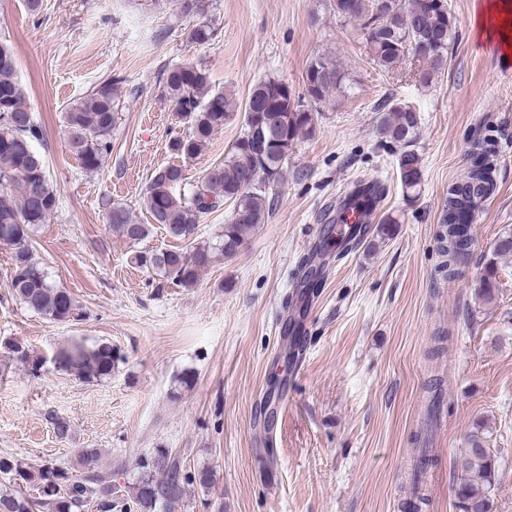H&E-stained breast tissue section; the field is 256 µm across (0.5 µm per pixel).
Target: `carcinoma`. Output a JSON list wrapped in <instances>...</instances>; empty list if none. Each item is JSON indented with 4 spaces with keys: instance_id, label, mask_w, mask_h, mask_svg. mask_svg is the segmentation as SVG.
Returning a JSON list of instances; mask_svg holds the SVG:
<instances>
[{
    "instance_id": "1",
    "label": "carcinoma",
    "mask_w": 512,
    "mask_h": 512,
    "mask_svg": "<svg viewBox=\"0 0 512 512\" xmlns=\"http://www.w3.org/2000/svg\"><path fill=\"white\" fill-rule=\"evenodd\" d=\"M382 14L376 0H333L336 17L356 23L362 32L370 59L383 70H392L412 57L422 63L420 83L429 85L441 73L449 49L458 37L447 0H386ZM183 17L200 22L187 32V39L204 45L215 37V28L206 20L211 0H178ZM17 61L13 50L0 44V244L12 247L15 274L9 288L15 299L29 309L55 322L72 321L80 316L74 298L66 289L48 280L36 259L31 242L39 227L57 209V196L47 175L43 158L34 150V141L43 135L16 78ZM121 79L99 83L87 98L64 112L70 152L81 167L98 170L112 154V131L119 120L117 100ZM161 94L184 124L169 142L172 154L184 160L201 156L213 136L237 111L236 103L222 91L209 86L206 69L197 64H176L159 74ZM303 104L287 83L262 78L251 89L244 105V127L224 156L212 165L200 184L186 191L180 165L171 164L150 178L144 204L152 223H141L125 206L110 204L107 223L116 237L136 245L146 240L152 225H162L167 233L189 241V250L159 249L136 251L132 262L157 277L184 287H192L200 274L213 263L234 257L249 233L269 214L268 190L279 182L288 155L304 136L315 132L317 105L329 103L336 94L351 89L347 73L330 55L311 59L305 72ZM384 142L396 153L400 183L406 192L421 182L420 159L412 148L418 126L417 109L405 101H391L379 122ZM501 130L489 123L478 124L467 140L471 157L463 175L448 187L444 208L445 232L440 238L443 257L441 270L454 278L461 272L471 249L469 219L480 211L497 188V160L502 148ZM385 187L356 181L345 196L336 201L342 210L348 202L358 209L374 211ZM233 205L231 219L216 235L199 241L194 237L199 224L225 203ZM368 228L349 224L343 217L324 225L318 242L302 261L295 286L297 304L303 305L315 294L320 282L316 260L332 255L341 258L359 248ZM512 255V233L498 237L482 275L474 288L475 297L484 303L495 298L497 260ZM305 337L299 324L288 336L285 360L294 363L302 355ZM121 355L112 344L99 341L88 345L76 341L58 351L57 365L87 381H101L112 375ZM80 473L51 466L24 469L9 456H0V474L16 475L39 487L41 500H32L17 489L0 492V512H84L96 505L112 512V473L100 469L99 453L84 448L77 459ZM453 484L459 512H492L491 491L496 485V460L486 445L482 428L472 431L456 461ZM211 473L201 469L188 472L178 457L165 452L140 462L136 480L127 486L129 499L138 512H175L186 495L187 486L205 487Z\"/></svg>"
}]
</instances>
